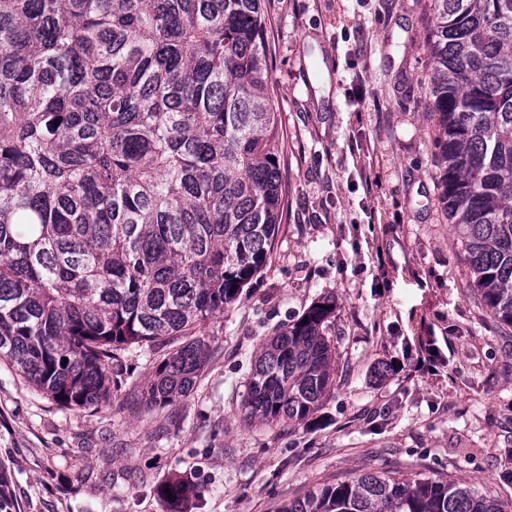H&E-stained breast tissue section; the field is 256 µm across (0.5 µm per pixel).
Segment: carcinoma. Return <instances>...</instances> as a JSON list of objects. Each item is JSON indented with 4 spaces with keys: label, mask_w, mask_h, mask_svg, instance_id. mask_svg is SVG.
Returning a JSON list of instances; mask_svg holds the SVG:
<instances>
[{
    "label": "carcinoma",
    "mask_w": 512,
    "mask_h": 512,
    "mask_svg": "<svg viewBox=\"0 0 512 512\" xmlns=\"http://www.w3.org/2000/svg\"><path fill=\"white\" fill-rule=\"evenodd\" d=\"M432 2L440 201L480 299L512 326V0ZM264 29L261 0H0V359L59 406L110 407L119 352L206 325L269 264L286 185ZM334 312L317 302L262 344L245 419L322 407ZM205 357L196 338L162 358L145 406L187 397ZM193 493L157 488L168 512ZM0 512H16L2 468ZM279 512L507 510L390 470Z\"/></svg>",
    "instance_id": "obj_1"
}]
</instances>
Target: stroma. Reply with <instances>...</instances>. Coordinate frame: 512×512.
Here are the masks:
<instances>
[{"label":"stroma","instance_id":"stroma-1","mask_svg":"<svg viewBox=\"0 0 512 512\" xmlns=\"http://www.w3.org/2000/svg\"><path fill=\"white\" fill-rule=\"evenodd\" d=\"M282 131L285 219L268 266L202 329L208 352L180 402L141 388L182 342L125 353L112 408L57 406L0 360V464L19 512H278L363 472L438 474L512 503V327L470 288L440 204L424 45L431 0H263ZM336 383L292 427L246 422L261 345L321 298ZM442 364L415 376L422 342ZM165 489L170 490L173 495L172 499H168V494L165 492ZM194 492L193 486L178 478H172L157 488L158 497L167 506V512L175 511L177 505Z\"/></svg>","mask_w":512,"mask_h":512}]
</instances>
